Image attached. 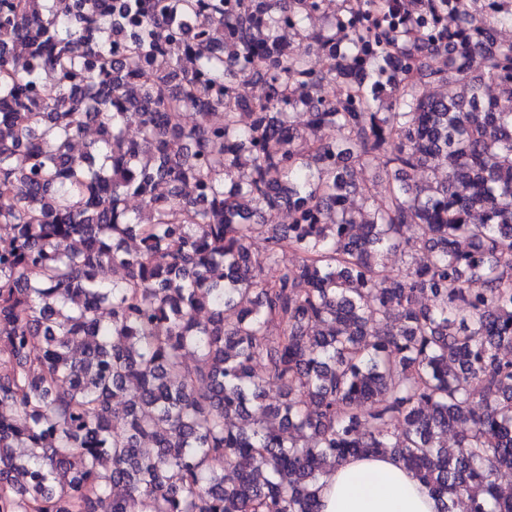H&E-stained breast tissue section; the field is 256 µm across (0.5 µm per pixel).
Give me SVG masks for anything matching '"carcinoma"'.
Returning <instances> with one entry per match:
<instances>
[{
  "label": "carcinoma",
  "instance_id": "obj_1",
  "mask_svg": "<svg viewBox=\"0 0 512 512\" xmlns=\"http://www.w3.org/2000/svg\"><path fill=\"white\" fill-rule=\"evenodd\" d=\"M511 1L0 0V512H320L377 453L512 512Z\"/></svg>",
  "mask_w": 512,
  "mask_h": 512
}]
</instances>
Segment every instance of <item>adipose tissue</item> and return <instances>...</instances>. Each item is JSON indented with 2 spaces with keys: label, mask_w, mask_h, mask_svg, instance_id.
<instances>
[{
  "label": "adipose tissue",
  "mask_w": 512,
  "mask_h": 512,
  "mask_svg": "<svg viewBox=\"0 0 512 512\" xmlns=\"http://www.w3.org/2000/svg\"><path fill=\"white\" fill-rule=\"evenodd\" d=\"M322 512H437V502L394 456L347 459L322 479Z\"/></svg>",
  "instance_id": "adipose-tissue-1"
}]
</instances>
